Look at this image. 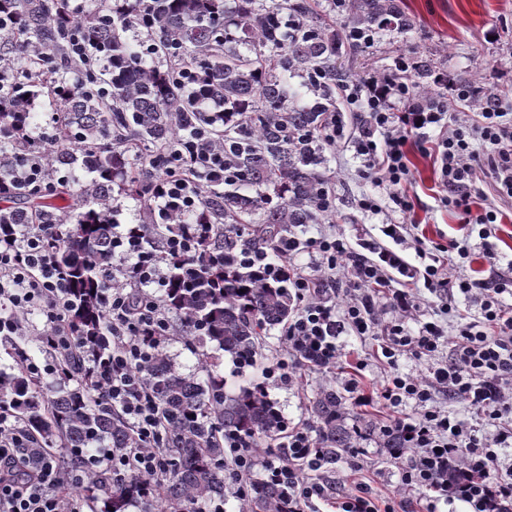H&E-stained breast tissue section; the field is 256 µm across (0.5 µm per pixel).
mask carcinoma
<instances>
[{
	"label": "carcinoma",
	"instance_id": "1",
	"mask_svg": "<svg viewBox=\"0 0 512 512\" xmlns=\"http://www.w3.org/2000/svg\"><path fill=\"white\" fill-rule=\"evenodd\" d=\"M343 32L320 0H102L75 15L71 0H0V224L53 219L47 248L69 284L66 345L34 341L56 352L50 383L16 351L18 373H0V403L37 438L32 463L55 460L63 483L89 457L120 455L137 444L122 411L97 398L95 377L112 359V336L102 294L112 249L114 184L140 201L151 195L149 160L134 166L136 145L155 154L178 148L185 129L209 127L230 155L231 178L212 185L199 208L182 219L202 224L208 237L189 256L162 251L165 233L145 236V248L168 269L162 303L180 322L188 345H215L240 364H252L261 332L283 326L296 309L288 283L263 285L236 262L247 244L274 251L301 224L318 220L317 199L330 187L324 168L329 144L319 134L336 111V84L349 78L340 59L368 47L350 31L377 35L415 27L402 0H346ZM79 39L88 55L74 53ZM433 63L413 62L406 79L431 91ZM303 79L304 99L292 80ZM45 100L58 112L56 146L25 137ZM37 157L46 170L33 186L19 179L18 159ZM62 170L90 179L76 193L55 183ZM65 216L60 217L57 212ZM166 337L149 340L140 368L162 424L166 469L158 481L140 474L88 473L75 486L102 503L100 512H224V436L248 448H270L288 423L267 386L251 383L224 393L218 358L197 372L179 371ZM321 463L332 466L356 447L342 397L333 388L313 401ZM248 512H297L286 485L255 475Z\"/></svg>",
	"mask_w": 512,
	"mask_h": 512
}]
</instances>
